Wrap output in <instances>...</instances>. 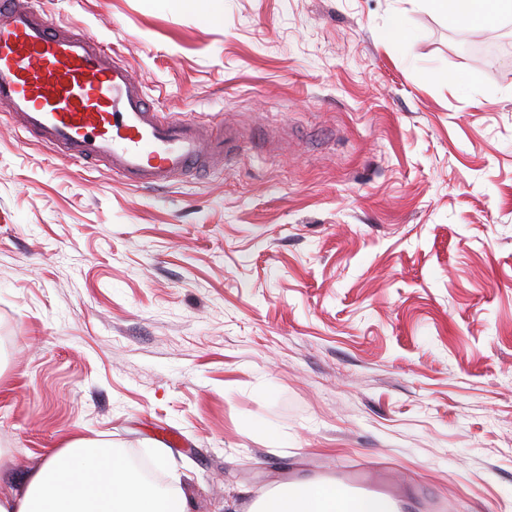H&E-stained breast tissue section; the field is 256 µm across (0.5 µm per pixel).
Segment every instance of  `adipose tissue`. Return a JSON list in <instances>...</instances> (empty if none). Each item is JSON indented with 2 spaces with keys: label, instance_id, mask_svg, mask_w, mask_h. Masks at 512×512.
<instances>
[{
  "label": "adipose tissue",
  "instance_id": "ef3b65f1",
  "mask_svg": "<svg viewBox=\"0 0 512 512\" xmlns=\"http://www.w3.org/2000/svg\"><path fill=\"white\" fill-rule=\"evenodd\" d=\"M458 27H493L512 14V0H428ZM0 512H188L183 491L146 481L124 453L82 438L50 454ZM256 512H401L384 495L348 496L335 484L300 482L262 499Z\"/></svg>",
  "mask_w": 512,
  "mask_h": 512
}]
</instances>
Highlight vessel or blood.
<instances>
[{
  "label": "vessel or blood",
  "mask_w": 512,
  "mask_h": 512,
  "mask_svg": "<svg viewBox=\"0 0 512 512\" xmlns=\"http://www.w3.org/2000/svg\"><path fill=\"white\" fill-rule=\"evenodd\" d=\"M0 108L69 159L107 162L139 187L166 185L240 139L161 119L124 61L57 29L31 0H0Z\"/></svg>",
  "instance_id": "obj_1"
}]
</instances>
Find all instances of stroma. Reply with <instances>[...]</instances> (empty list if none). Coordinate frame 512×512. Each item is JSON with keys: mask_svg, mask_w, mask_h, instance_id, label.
Masks as SVG:
<instances>
[{"mask_svg": "<svg viewBox=\"0 0 512 512\" xmlns=\"http://www.w3.org/2000/svg\"><path fill=\"white\" fill-rule=\"evenodd\" d=\"M35 6L245 142L139 189L0 112V494L77 435L190 512L317 478L512 512V18L484 46L425 0Z\"/></svg>", "mask_w": 512, "mask_h": 512, "instance_id": "35a3bbf8", "label": "stroma"}]
</instances>
